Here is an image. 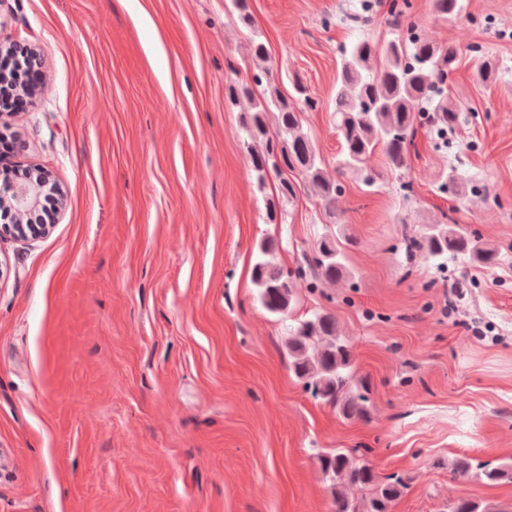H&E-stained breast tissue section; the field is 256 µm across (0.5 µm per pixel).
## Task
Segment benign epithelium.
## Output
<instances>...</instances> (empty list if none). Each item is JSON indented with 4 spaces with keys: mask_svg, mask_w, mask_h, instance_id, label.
<instances>
[{
    "mask_svg": "<svg viewBox=\"0 0 512 512\" xmlns=\"http://www.w3.org/2000/svg\"><path fill=\"white\" fill-rule=\"evenodd\" d=\"M0 85H8L18 99H35L46 92L41 85H32L20 71L8 72L0 69ZM50 173L43 169H32L29 176L19 182L10 180L0 184V212L11 218V223L0 225V236L7 234L16 238L38 237L48 231L49 225L24 224L23 217L34 211L44 191L51 188Z\"/></svg>",
    "mask_w": 512,
    "mask_h": 512,
    "instance_id": "obj_1",
    "label": "benign epithelium"
}]
</instances>
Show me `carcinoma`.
<instances>
[{
    "label": "carcinoma",
    "instance_id": "cac0c4a2",
    "mask_svg": "<svg viewBox=\"0 0 512 512\" xmlns=\"http://www.w3.org/2000/svg\"><path fill=\"white\" fill-rule=\"evenodd\" d=\"M434 11L442 18L458 15L462 0H434ZM415 22L408 23V37L389 42L384 62L376 67L377 48L369 40L360 39L342 50L336 77L334 121L342 158L340 168L363 174L366 187L378 190V175L368 168V160L377 151L385 156L387 168L402 175L409 167V147L416 126L425 123L438 133L455 125L457 104L442 95L448 73L455 70L461 50L454 42L435 44L413 33ZM242 94L252 102V112L243 122L246 145L258 185H266L267 172L279 179V196L288 200L296 195V185L285 177L286 171L298 172L306 184L332 215L343 188L328 177L313 141L303 130L301 111L288 103L276 90L255 96L245 86ZM275 108L276 136L268 135L265 114ZM440 187H453L463 194L464 182L453 168L440 175ZM353 243L340 226L322 235L310 257V265L318 282L336 284L351 277L346 265V250ZM411 251H422L435 260L450 255H464L472 263L490 268L498 259V250L476 231L450 224H431L419 239L408 243ZM275 244L263 241L258 246L252 268L253 281L261 289L263 307L281 315L291 308L293 292L288 274L273 257ZM326 340L325 345L310 356L312 339ZM288 348L293 358L295 375L307 380L314 396L334 405L346 419L367 414L366 396L353 392L350 383L352 346L338 331L336 318L316 313L298 323ZM322 471L333 481V512H391V506L406 488V479L392 474L381 477L374 467L354 460L341 449L321 458ZM454 476L483 483L512 482V461L495 462L463 455L451 464ZM359 487L368 491L363 506L347 495L346 489ZM447 512H503L497 505L459 497L448 502Z\"/></svg>",
    "mask_w": 512,
    "mask_h": 512
}]
</instances>
